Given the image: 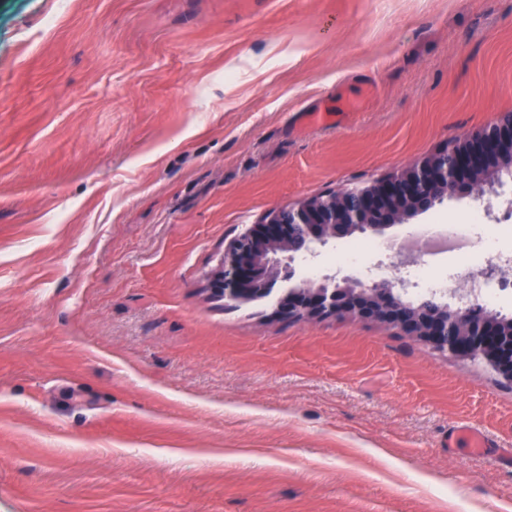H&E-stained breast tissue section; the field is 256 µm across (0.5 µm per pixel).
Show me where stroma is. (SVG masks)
<instances>
[{
	"mask_svg": "<svg viewBox=\"0 0 512 512\" xmlns=\"http://www.w3.org/2000/svg\"><path fill=\"white\" fill-rule=\"evenodd\" d=\"M504 112L512 0H0V512H512L487 364L209 287Z\"/></svg>",
	"mask_w": 512,
	"mask_h": 512,
	"instance_id": "stroma-1",
	"label": "stroma"
}]
</instances>
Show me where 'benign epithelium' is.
<instances>
[{"mask_svg":"<svg viewBox=\"0 0 512 512\" xmlns=\"http://www.w3.org/2000/svg\"><path fill=\"white\" fill-rule=\"evenodd\" d=\"M496 165L512 177V117L502 118L449 146L413 161L359 187L302 198L291 206L267 211L229 248L210 279L211 288L228 303H238L253 285L255 266L249 258L253 243L276 251L264 259L269 275L261 291L274 292L278 280L290 281L288 305L277 314L288 318L352 316L396 328L433 348L464 359L480 358L512 384V320L510 328L489 326L476 307L448 312L438 322L409 319L401 305L403 280L373 278L369 283L345 279L331 286L295 279L292 262L315 258L319 248L355 233L380 235L396 224L427 213L453 197L478 198L473 161Z\"/></svg>","mask_w":512,"mask_h":512,"instance_id":"obj_1","label":"benign epithelium"}]
</instances>
